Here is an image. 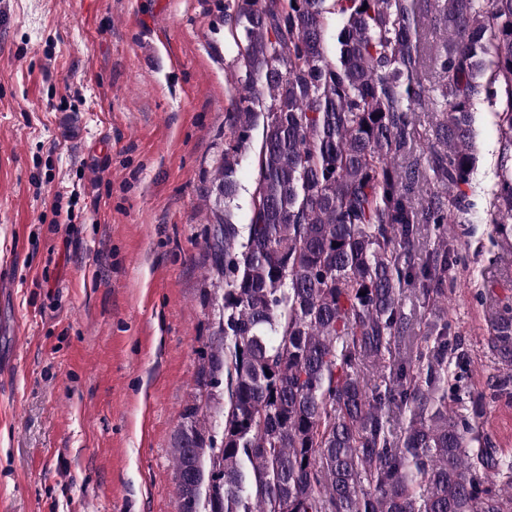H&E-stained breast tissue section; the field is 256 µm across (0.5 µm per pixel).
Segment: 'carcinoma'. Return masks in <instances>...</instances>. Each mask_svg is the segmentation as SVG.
<instances>
[{
	"instance_id": "obj_1",
	"label": "carcinoma",
	"mask_w": 512,
	"mask_h": 512,
	"mask_svg": "<svg viewBox=\"0 0 512 512\" xmlns=\"http://www.w3.org/2000/svg\"><path fill=\"white\" fill-rule=\"evenodd\" d=\"M224 20L239 76L216 177L224 206L205 240L223 293L204 392L173 436L177 512H512V458L448 407L463 401L450 365L469 361L447 312L457 255L444 241L411 262L423 225L468 223L481 98L499 104L491 223L512 238V0H444L430 20L438 96L422 81L418 0H227ZM426 104L441 114L423 138L430 170L453 196L417 198L415 171L397 164ZM259 125L243 238L234 165ZM416 284L430 305L411 355L401 293ZM491 344L512 360V306ZM394 406L408 415L398 437Z\"/></svg>"
}]
</instances>
